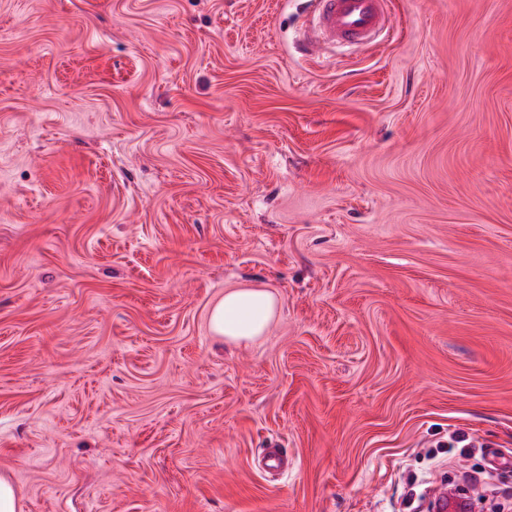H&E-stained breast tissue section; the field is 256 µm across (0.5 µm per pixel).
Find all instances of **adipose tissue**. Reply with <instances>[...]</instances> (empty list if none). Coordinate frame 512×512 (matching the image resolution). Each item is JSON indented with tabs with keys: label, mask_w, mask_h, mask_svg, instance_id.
I'll use <instances>...</instances> for the list:
<instances>
[{
	"label": "adipose tissue",
	"mask_w": 512,
	"mask_h": 512,
	"mask_svg": "<svg viewBox=\"0 0 512 512\" xmlns=\"http://www.w3.org/2000/svg\"><path fill=\"white\" fill-rule=\"evenodd\" d=\"M277 300L263 288L226 291L210 309L209 323L215 336L229 343L247 342L261 336L274 317Z\"/></svg>",
	"instance_id": "1"
}]
</instances>
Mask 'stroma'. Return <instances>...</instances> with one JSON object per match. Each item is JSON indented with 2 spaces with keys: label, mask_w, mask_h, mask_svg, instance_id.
<instances>
[{
  "label": "stroma",
  "mask_w": 512,
  "mask_h": 512,
  "mask_svg": "<svg viewBox=\"0 0 512 512\" xmlns=\"http://www.w3.org/2000/svg\"><path fill=\"white\" fill-rule=\"evenodd\" d=\"M388 9L319 49L309 0H0L23 512H423L469 472L512 512V0ZM230 288L277 298L253 341ZM277 300L263 288H237L224 292L210 309L209 323L215 336L229 343L252 341L261 336L274 317Z\"/></svg>",
  "instance_id": "obj_1"
}]
</instances>
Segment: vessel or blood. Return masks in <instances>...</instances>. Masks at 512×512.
Instances as JSON below:
<instances>
[{
  "instance_id": "obj_1",
  "label": "vessel or blood",
  "mask_w": 512,
  "mask_h": 512,
  "mask_svg": "<svg viewBox=\"0 0 512 512\" xmlns=\"http://www.w3.org/2000/svg\"><path fill=\"white\" fill-rule=\"evenodd\" d=\"M312 40L332 46L343 41L369 42L390 36L388 0H311Z\"/></svg>"
}]
</instances>
